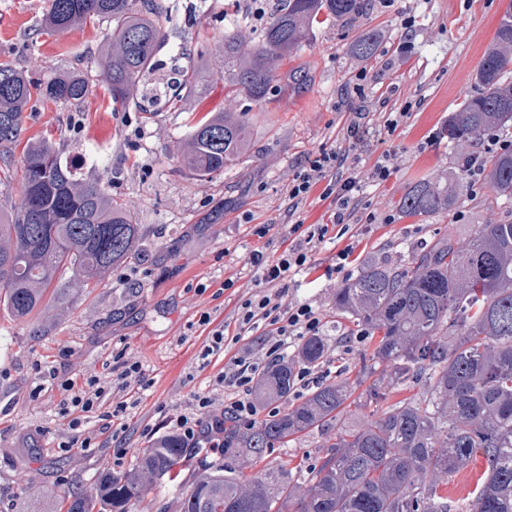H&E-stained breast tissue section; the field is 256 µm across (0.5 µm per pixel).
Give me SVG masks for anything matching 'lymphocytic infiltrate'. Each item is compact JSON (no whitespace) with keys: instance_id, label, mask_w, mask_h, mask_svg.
<instances>
[{"instance_id":"f902f5d3","label":"lymphocytic infiltrate","mask_w":512,"mask_h":512,"mask_svg":"<svg viewBox=\"0 0 512 512\" xmlns=\"http://www.w3.org/2000/svg\"><path fill=\"white\" fill-rule=\"evenodd\" d=\"M347 156L337 150L319 149L306 154L288 183V212L294 222L288 225V246L278 257H270L265 248L252 250L247 263L262 285V292L244 298L238 308L239 336L259 335L266 358L277 360L287 354L290 347L302 338L323 335V314L311 304L283 305L282 298L291 277L298 275L311 264L316 248L329 239L345 240L346 245L337 251L335 261L328 268L329 275L345 279L352 273L351 256L354 247L348 242L353 228L359 224H371L376 220L364 199V190L355 175L344 171ZM325 183V195L335 198V208L324 224H304L296 212L317 183ZM117 377L92 376L84 382L63 380L61 386L66 397L60 405V413L68 417L69 425L77 434L81 447H94L98 432L95 422L122 419L128 404L119 401L111 411H103L104 398L112 380H121L123 387H136L147 391L150 381L141 362L128 359L125 352L114 356ZM261 369L260 361L251 351L230 357L224 364V372L217 382L224 387L227 413L240 425L255 423L260 411L275 414L278 407L268 404L260 407L255 397V382ZM210 397L198 400V412L168 417L167 425L190 447L204 444L210 448L224 445V422L213 419L204 422L202 410L212 406Z\"/></svg>"}]
</instances>
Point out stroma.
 I'll return each instance as SVG.
<instances>
[{"instance_id": "35a3bbf8", "label": "stroma", "mask_w": 512, "mask_h": 512, "mask_svg": "<svg viewBox=\"0 0 512 512\" xmlns=\"http://www.w3.org/2000/svg\"><path fill=\"white\" fill-rule=\"evenodd\" d=\"M48 0H0V61L24 65L38 58L43 74L68 68L92 81L85 102L71 107L47 102L27 112L23 139L51 138L85 175L100 179L112 195L132 200L143 229L142 256L122 266L96 287L77 292L70 272L54 286L67 295L60 319L34 324L0 311V512H61L64 497L89 490L99 473H128L142 453L167 435L166 416L196 411L197 399L223 403L216 378L223 354L201 364L198 354L214 331L234 325L241 298L257 291L246 263L257 240V224L288 221L285 189L304 156L320 146L348 148V166L366 189L379 216L355 239L356 255L376 254L393 263L411 259L420 244L455 231L467 241L471 225L512 222V203H504L490 184L478 192L463 189L457 208L423 221L401 217L396 203L416 181L456 182L461 154L480 150L479 139L451 147L444 127L464 100L479 96V63L493 43L512 0H368L359 16L317 27L310 41L287 62L304 67L311 85L302 96L278 95L271 103L238 101L249 112L248 149L230 173L197 179L182 170L177 144L192 118L219 110L229 99L224 81L206 79L203 93L191 95L154 119L121 110L111 93L95 84L103 60L99 49L110 32L104 21L85 24L61 36L41 25ZM162 16L168 46L159 55L150 83L163 86L170 71L216 53L229 18L258 28L251 0H151ZM411 20L403 28L402 20ZM380 42L375 59L354 56L349 44L362 28ZM410 49L397 54L399 43ZM369 113L374 127L390 115L403 119L377 142L355 147L344 140L357 113ZM392 169L376 182L379 161ZM343 241L319 245L309 274L295 277L284 303L312 302L327 322V360L323 374L346 371L356 378L368 343L344 349L359 328L336 311L339 279L324 275ZM235 286L222 290L224 279ZM210 284L199 292V284ZM211 321L200 325L201 312ZM140 361L152 386L129 406L120 423L103 431L92 448H72V431L59 413L65 396L49 369L78 380L101 374L117 350ZM335 425L316 429L273 448L271 465L304 480ZM194 474L179 483L158 481L130 512H178Z\"/></svg>"}]
</instances>
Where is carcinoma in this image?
I'll list each match as a JSON object with an SVG mask.
<instances>
[{
    "mask_svg": "<svg viewBox=\"0 0 512 512\" xmlns=\"http://www.w3.org/2000/svg\"><path fill=\"white\" fill-rule=\"evenodd\" d=\"M366 0H276L259 33L230 22L219 53L200 69H176L159 89L145 86L167 32L145 0H50L43 27L64 34L88 22L110 21L98 81L112 101L154 118L157 106H174L202 91L200 74L217 75L233 98L269 102L291 90L304 93L307 72L282 70L314 28L364 12ZM368 60L378 36L359 30L349 45ZM31 57L23 67L0 62V161L18 142L24 112L43 100L78 106L89 82L62 68L44 78ZM512 14H505L477 79L485 92L448 116L445 134L458 143L486 132L512 130ZM248 113L234 107L190 125L178 152L193 177L210 178L234 168L246 149ZM486 179L512 198V152L486 161ZM461 187L441 180L410 185L397 208L407 217L451 211ZM142 239L134 202L115 198L100 180L84 177L50 140L31 139L22 157L20 201L0 208V306L15 319L55 317L58 302L47 290L61 270L78 288L97 285L113 269L137 258ZM336 310L358 322L376 342L357 381L373 378L358 396L368 408L349 419L352 384L319 378L305 400L249 428L224 419L226 462L186 448L171 434L159 440L126 476L102 473L88 493L75 494L66 512H128V504L153 485L197 470L180 512H512V222L474 224L460 245L448 234L420 246L412 261L394 264L365 256L358 274L336 291ZM298 360L280 359L257 378L261 399H288L295 362L315 368L325 342L305 339ZM381 373H376L379 366ZM390 387L420 389L390 405ZM336 423V434L309 485L292 482L282 466L243 478L234 462H261L288 438ZM483 452L481 485L456 504L448 502V477Z\"/></svg>",
    "mask_w": 512,
    "mask_h": 512,
    "instance_id": "carcinoma-1",
    "label": "carcinoma"
}]
</instances>
